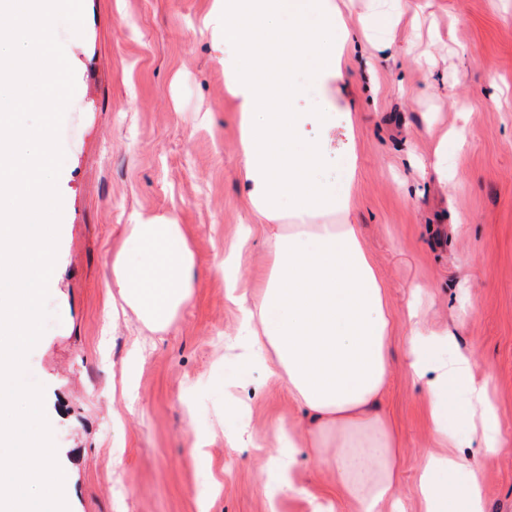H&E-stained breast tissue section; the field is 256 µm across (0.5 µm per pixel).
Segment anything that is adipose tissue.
Wrapping results in <instances>:
<instances>
[{
  "mask_svg": "<svg viewBox=\"0 0 512 512\" xmlns=\"http://www.w3.org/2000/svg\"><path fill=\"white\" fill-rule=\"evenodd\" d=\"M209 23L219 33L224 89L237 108L242 203L256 219L243 237L261 234L269 255L250 288L240 283V250L224 257L228 298L242 312L228 349L240 371L262 366L317 421L272 433L270 506L294 491L307 448L359 512H404L393 494L397 441L376 409L391 374L389 299L351 219L354 117L336 98L351 34L336 0H214ZM311 87L323 95L320 111L295 110ZM309 124L317 137L305 138ZM338 151L347 158L343 179L319 180ZM195 265L189 233L176 219L123 225L112 245L113 311H132L147 330L166 331L193 297ZM408 316L407 366L425 383L438 446L418 478L423 512H485L478 470L459 448L465 436L485 453L505 446L492 378L478 375L473 353L457 348L454 333L426 327L416 308ZM450 398L458 431L448 426Z\"/></svg>",
  "mask_w": 512,
  "mask_h": 512,
  "instance_id": "obj_1",
  "label": "adipose tissue"
}]
</instances>
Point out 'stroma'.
<instances>
[{
  "label": "stroma",
  "instance_id": "obj_1",
  "mask_svg": "<svg viewBox=\"0 0 512 512\" xmlns=\"http://www.w3.org/2000/svg\"><path fill=\"white\" fill-rule=\"evenodd\" d=\"M210 12L211 0H84L82 41L56 26L76 89L60 133L50 314L26 377L44 387L70 512H270L264 455L227 433L243 419L262 437L302 417L262 369L238 375L224 351L240 311L219 264L252 217L236 107L204 26ZM345 68L358 159L352 217L391 303L392 377L380 409L399 443L395 494L422 512L417 475L432 440L423 389L406 370L409 300L429 327L455 328L491 374L512 443V0H405L404 16L351 48ZM451 129L466 145L449 149L439 174L433 151ZM171 213L194 244L195 294L167 332L149 335L127 405L113 401L112 379L139 325L105 316L112 243L136 217ZM233 376L239 384L225 394ZM477 464L487 512H512V452Z\"/></svg>",
  "mask_w": 512,
  "mask_h": 512
}]
</instances>
